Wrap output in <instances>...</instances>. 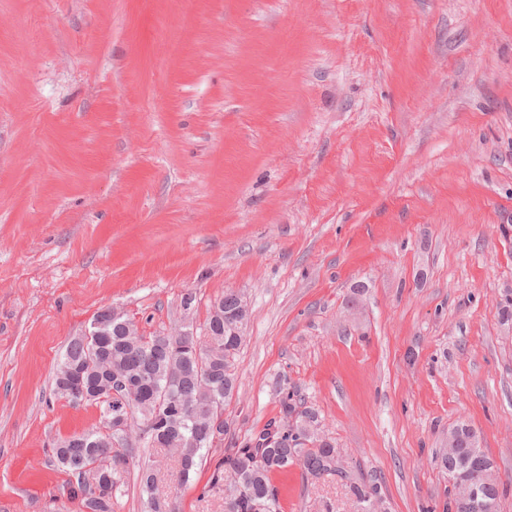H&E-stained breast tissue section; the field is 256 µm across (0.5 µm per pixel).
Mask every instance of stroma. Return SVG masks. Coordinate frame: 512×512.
Masks as SVG:
<instances>
[{
    "instance_id": "1",
    "label": "stroma",
    "mask_w": 512,
    "mask_h": 512,
    "mask_svg": "<svg viewBox=\"0 0 512 512\" xmlns=\"http://www.w3.org/2000/svg\"><path fill=\"white\" fill-rule=\"evenodd\" d=\"M228 288L222 444L184 487L135 450L180 512L283 387L351 478L281 512H443L461 420L512 512V0H0V512H82L50 450L103 419L54 375L100 308L201 336Z\"/></svg>"
}]
</instances>
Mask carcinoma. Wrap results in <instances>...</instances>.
<instances>
[{
  "instance_id": "cac0c4a2",
  "label": "carcinoma",
  "mask_w": 512,
  "mask_h": 512,
  "mask_svg": "<svg viewBox=\"0 0 512 512\" xmlns=\"http://www.w3.org/2000/svg\"><path fill=\"white\" fill-rule=\"evenodd\" d=\"M249 315L243 296L230 290L211 306L205 322L210 342L200 353L186 346L192 333L175 329L144 335L137 324L122 314L98 310L90 324L97 333L94 345L81 336L72 340L55 375L57 393L74 404L100 406L103 419L131 416L138 424L156 427L144 438L173 451L178 479L188 484L203 450L217 444L212 431L237 386L233 359L243 342ZM282 437L273 445L256 443L234 448L212 475L211 490L224 494V512H280L278 489L272 476L298 466L312 477L336 474L350 483L359 505L378 494L375 484L352 481L339 465L335 446L319 437L317 415L299 409L291 394L280 401ZM456 444L442 451V467L474 485L479 500L452 499L446 512H482L480 501L501 499L504 493L494 463L479 445L477 432L462 420ZM91 430L61 440L52 456L77 476L74 493L83 512H112V501L134 466L133 443L124 432ZM92 460L102 464L96 484L83 478L81 469ZM140 484L151 502V512H177L176 499L157 490L155 475L140 472Z\"/></svg>"
}]
</instances>
